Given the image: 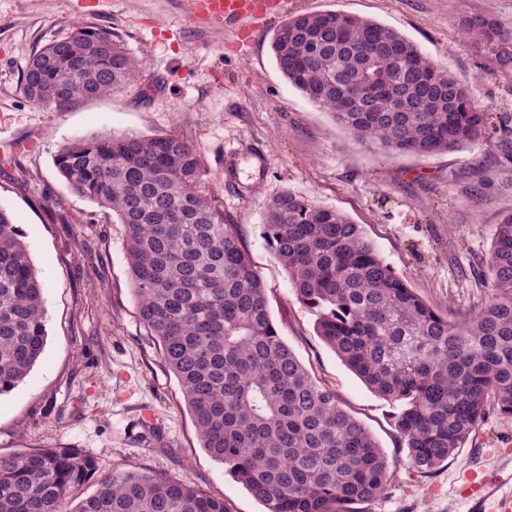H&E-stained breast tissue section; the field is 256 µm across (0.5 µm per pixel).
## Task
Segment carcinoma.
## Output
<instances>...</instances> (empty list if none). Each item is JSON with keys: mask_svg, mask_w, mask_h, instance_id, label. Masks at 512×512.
<instances>
[{"mask_svg": "<svg viewBox=\"0 0 512 512\" xmlns=\"http://www.w3.org/2000/svg\"><path fill=\"white\" fill-rule=\"evenodd\" d=\"M464 25L490 69L512 73V30L490 14ZM271 47L292 86L381 151H453L486 132L488 110L469 86L379 23L298 14ZM136 70L117 34L80 23L34 53L21 87L36 103L63 107L121 90ZM55 165L76 194L124 225L140 318L208 455L265 512H354L379 498L386 455L278 335L237 225L202 192L200 147L175 135L106 133L63 146ZM265 229L317 335L399 405L413 471L427 475L448 460L489 406L512 417V213L495 225L485 304L455 320L424 302L336 209L281 191L266 202ZM46 340L42 283L15 218L0 208V396L30 374ZM94 472V458L77 448L0 454V512H67ZM73 512L230 510L185 480L129 470L98 479Z\"/></svg>", "mask_w": 512, "mask_h": 512, "instance_id": "cac0c4a2", "label": "carcinoma"}]
</instances>
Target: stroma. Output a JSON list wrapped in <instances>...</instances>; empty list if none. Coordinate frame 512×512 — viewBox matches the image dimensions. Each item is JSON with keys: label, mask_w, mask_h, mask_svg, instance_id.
<instances>
[{"label": "stroma", "mask_w": 512, "mask_h": 512, "mask_svg": "<svg viewBox=\"0 0 512 512\" xmlns=\"http://www.w3.org/2000/svg\"><path fill=\"white\" fill-rule=\"evenodd\" d=\"M292 13L340 12L391 27L467 82L488 110L485 138L448 152H379L288 83L271 50L283 15L234 28L185 12L181 0H0V208L20 226L43 286V359L0 397V454L77 448L97 476L135 470L186 480L224 496L231 512L261 502L202 448L177 378L143 324L125 252V227L73 192L54 156L100 133L177 135L201 149L203 190L224 209L266 286L271 319L311 375L384 451L390 481L363 512H471L456 477L488 451L512 478V418L487 412L459 449L428 476L407 464L398 408L368 388L317 335L287 271L264 235L265 204L281 191L345 213L382 259L439 313L478 309L496 224L512 212V77L490 71L465 19L493 14L512 29V0H292ZM85 22L118 34L140 67L123 89L67 106H37L21 88L32 55ZM159 420L151 440L135 419Z\"/></svg>", "instance_id": "1"}]
</instances>
